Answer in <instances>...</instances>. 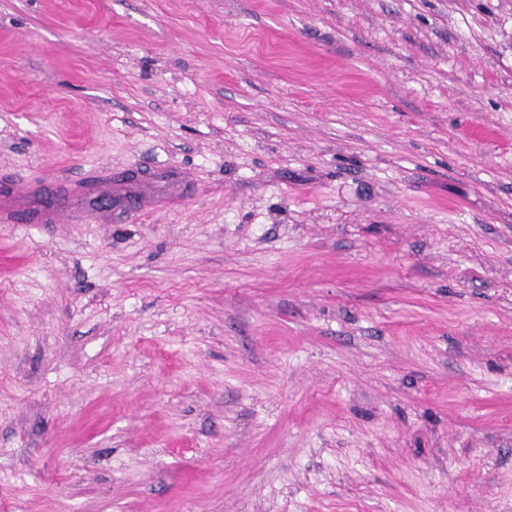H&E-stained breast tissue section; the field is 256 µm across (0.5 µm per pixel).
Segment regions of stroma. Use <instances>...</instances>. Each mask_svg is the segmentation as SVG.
I'll return each mask as SVG.
<instances>
[{"mask_svg":"<svg viewBox=\"0 0 512 512\" xmlns=\"http://www.w3.org/2000/svg\"><path fill=\"white\" fill-rule=\"evenodd\" d=\"M15 180L0 512H512V0H0ZM32 193V192H31ZM31 193H25L21 188L5 185L0 187V222L2 224H54L60 222L65 212L66 197L58 196L56 207L47 208L31 201ZM23 213V217L20 216Z\"/></svg>","mask_w":512,"mask_h":512,"instance_id":"1","label":"stroma"}]
</instances>
